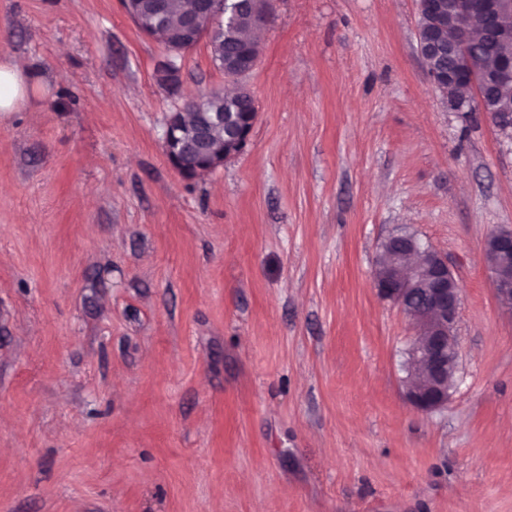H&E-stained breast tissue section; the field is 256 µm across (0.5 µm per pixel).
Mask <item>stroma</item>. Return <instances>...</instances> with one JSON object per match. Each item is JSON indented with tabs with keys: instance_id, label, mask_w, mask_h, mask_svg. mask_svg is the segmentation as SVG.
Wrapping results in <instances>:
<instances>
[{
	"instance_id": "stroma-1",
	"label": "stroma",
	"mask_w": 512,
	"mask_h": 512,
	"mask_svg": "<svg viewBox=\"0 0 512 512\" xmlns=\"http://www.w3.org/2000/svg\"><path fill=\"white\" fill-rule=\"evenodd\" d=\"M246 147L193 182L165 123L227 79L120 0H0V512H512V138L452 112L418 0H270ZM407 229L460 289L447 406L405 397L414 335L381 298ZM133 1L135 0H122L125 11L144 35L148 37L155 36L154 31L159 29V21L164 17L165 0H154L156 2H154L152 8L155 14L151 17L141 14L140 11L132 5ZM33 81L17 60L0 61V112H16L25 103ZM489 253L501 257L512 255V230L503 229L494 233L486 246V257L493 277V287L498 299L503 304L506 300H512V275L501 274L497 266L490 262Z\"/></svg>"
}]
</instances>
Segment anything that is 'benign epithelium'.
Listing matches in <instances>:
<instances>
[{"instance_id": "7a95c632", "label": "benign epithelium", "mask_w": 512, "mask_h": 512, "mask_svg": "<svg viewBox=\"0 0 512 512\" xmlns=\"http://www.w3.org/2000/svg\"><path fill=\"white\" fill-rule=\"evenodd\" d=\"M133 0H122V5L134 24L148 36H155L159 21L164 17L165 0L153 4L154 15L140 13ZM430 7L434 25V39L420 50L428 61L440 50L439 31L448 29V53L464 62L459 70L443 76L427 66V76L433 86L448 83L454 90L465 87L472 95L448 99V108L454 112H467L478 106V111L489 112L500 130H512L511 112H494L493 97L505 95L512 89V55L496 58L483 68H474L469 62V40L462 30L461 20L470 15L482 19L486 33L493 43L512 44V26L502 20L512 16V0H419ZM231 16V7L224 0H195L181 17L180 22L167 30L163 39L166 52L177 55L189 44L202 38L209 46L220 43L224 26ZM202 111L194 120L185 123L184 111L174 112L163 131L167 158L185 181H193L222 167L230 157L246 145L256 121V115L242 121L228 118L222 112L209 111L201 99L197 100ZM398 248L400 261L386 267H376L374 286L378 293L399 306L415 329L410 346L408 363L410 374L406 379V394L415 408L421 411L439 409L448 404V371L458 365L459 351L453 328L459 305V288L454 272L447 261L433 248L409 247L393 235L389 237ZM486 253L501 257L512 255V230L503 229L488 240ZM493 287L502 302L512 300V275L498 271L489 264Z\"/></svg>"}]
</instances>
